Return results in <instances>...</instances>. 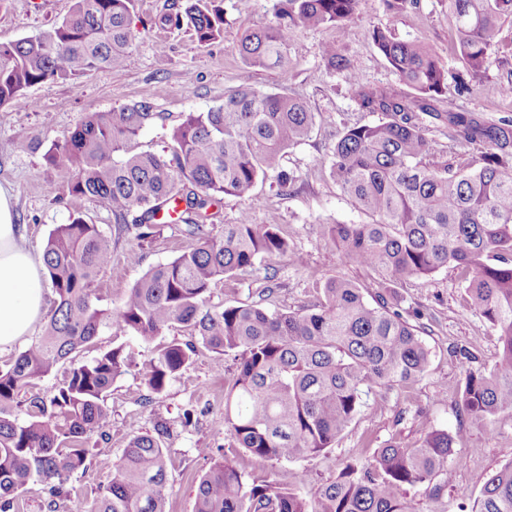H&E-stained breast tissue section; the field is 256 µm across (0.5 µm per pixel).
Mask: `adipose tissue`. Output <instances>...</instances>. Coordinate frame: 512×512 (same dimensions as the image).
<instances>
[{"label":"adipose tissue","mask_w":512,"mask_h":512,"mask_svg":"<svg viewBox=\"0 0 512 512\" xmlns=\"http://www.w3.org/2000/svg\"><path fill=\"white\" fill-rule=\"evenodd\" d=\"M45 311L42 263L26 245L9 190L0 186V352L29 336Z\"/></svg>","instance_id":"obj_1"}]
</instances>
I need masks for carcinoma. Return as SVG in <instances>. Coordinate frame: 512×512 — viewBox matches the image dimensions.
I'll return each instance as SVG.
<instances>
[{"label":"carcinoma","instance_id":"carcinoma-1","mask_svg":"<svg viewBox=\"0 0 512 512\" xmlns=\"http://www.w3.org/2000/svg\"><path fill=\"white\" fill-rule=\"evenodd\" d=\"M223 0H185L159 17L163 26L188 23L197 40L224 37ZM395 18L419 0H384ZM359 0H281L276 21L250 31L238 52L250 64L288 73V43L300 28L343 35ZM133 0H73L46 34L0 45V106L26 104L27 90L46 80H70L120 65L133 45ZM512 0H448V31L463 71L457 92L486 72L491 54L508 47L502 32ZM370 38L397 86L363 84L349 59L328 42L326 67L343 75L354 99L381 118L347 126L330 150L336 186L365 216L359 224H324L323 236L342 259L373 271L378 289L336 278L325 282L313 309L270 310L259 304L202 309L211 285L289 252L276 218L253 224L243 214L214 231L224 196H248L272 178L284 192L295 176L282 167L286 151L311 134L316 115L292 93L239 88L224 104L189 112L170 133V155L129 152L154 118L146 101L89 112L47 163L62 193L95 197L112 211L118 231L151 242L167 224L196 240L172 261L147 270L119 302L98 304V273L112 257L111 240L77 217L56 226L43 251L55 295L43 336L0 368V512H18L19 496L38 482L47 512L70 498L65 484L86 468L85 440L112 429L107 397L137 366L121 343L70 368L44 398L30 393L57 365L91 345L103 326L150 341L176 325L195 331L203 347L231 355L237 369L224 394V423L258 463L297 460L331 445L368 398L406 388L428 372L431 351L422 326L397 308L386 283L405 282L454 265L469 275L466 304L498 332L501 350L490 369L468 367L452 387L459 415L493 431L512 413V119L442 111L448 70L420 40L398 37L391 25ZM478 157L457 167L439 154L431 128ZM195 347L172 341L140 366L144 384L162 393L190 364ZM168 427L131 438L110 465L109 481L90 512H167L171 449ZM468 431L431 430L415 442H386L372 456L347 462L335 479L303 497L272 482L257 483L222 457L201 476L194 512H417L406 488L430 487ZM474 512H512V462L486 481Z\"/></svg>","mask_w":512,"mask_h":512}]
</instances>
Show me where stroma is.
I'll list each match as a JSON object with an SVG mask.
<instances>
[{"label": "stroma", "instance_id": "1", "mask_svg": "<svg viewBox=\"0 0 512 512\" xmlns=\"http://www.w3.org/2000/svg\"><path fill=\"white\" fill-rule=\"evenodd\" d=\"M183 3L136 0L134 45L120 67L74 80L37 84L27 91L35 102L31 108L0 106V186L12 195L16 221L25 228L28 247L42 254L50 231L78 216L98 225L112 241V261L100 271L95 283L104 307L112 306L121 291L149 268L190 250L193 240L174 227L164 229L149 243L139 242L131 232L118 234L111 211L99 200L70 197L57 189V173L47 165L45 155L62 143L85 113L108 112L135 101L149 102L156 117L131 147L137 152L161 154L168 149L171 129L184 115L221 105L228 91L249 87L301 96L315 112L316 125L283 159L284 169L297 178L296 192L285 194L271 183L258 184L248 197H225L217 221L232 224L243 214L254 224L277 220L290 253L300 255L302 262L293 265L284 255L258 262L252 270L233 278L218 280L206 308L261 300L271 309L297 311L318 302L328 279L369 281V270L340 262L338 250L322 237L320 226L326 222H361V214L330 175L329 151L344 124H366L376 121L377 116L359 108L341 74L326 69L322 49L326 43L335 42L365 84H397V76L369 35L372 27L386 21L383 0H360L344 36L330 29L296 30L289 42L292 67L285 75L250 65L236 48L245 31L274 22L278 0H224V38L211 44L199 43L188 27L159 25L163 13L177 11ZM71 6L72 0H0V43L42 35L61 21ZM395 30L401 38L418 39L432 47L449 72L459 69L448 38L446 0H420L419 9L397 17ZM510 69L512 55L504 60L492 57L484 79L468 92L448 91L443 107L477 112L494 120L512 116V99L503 98L499 92V79ZM132 251L140 254L139 264L128 262ZM395 290L405 314L421 312L423 323L431 330L426 338L432 351L429 370L420 383L369 400L331 448L304 460L256 464L239 448L224 423V391L236 366L231 357L201 347L182 375L161 394L150 395L134 370L115 381L107 398L112 409L110 436L105 440L95 433L88 437L93 459L86 469L70 476L67 485L73 494L64 512H89L108 481L107 462L117 461L132 437L153 433L160 420L171 430L166 441L173 459L167 512H193L199 479L210 466L202 454L206 448L223 449L256 481L306 494L336 477L342 463L353 459L359 449L373 450L393 438L413 442L432 428H458L461 418L450 388L467 362L454 357L453 351L468 348L476 357V366L493 368L499 351L497 332L466 306L464 277L455 268L411 279L396 285ZM190 338V331L180 326L163 330L149 342L105 327L75 360L90 361L113 345L125 343L135 350L138 362L144 363L163 344ZM188 410L193 413L189 424L183 418ZM459 453L467 464L445 465L436 479L442 487L439 496H431L424 485L407 488L406 496L419 512H472L489 475L512 461V414L497 417L493 433L470 428L469 439Z\"/></svg>", "mask_w": 512, "mask_h": 512}]
</instances>
